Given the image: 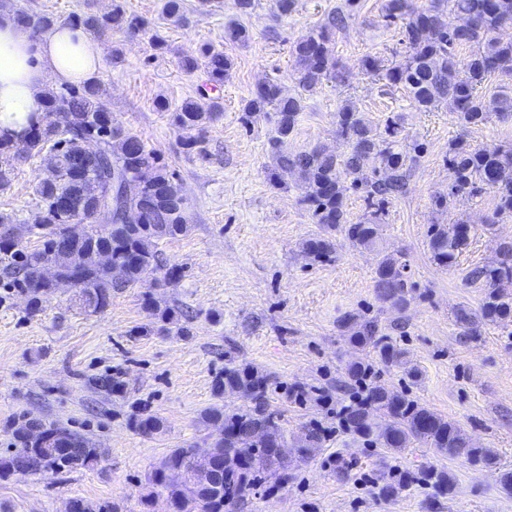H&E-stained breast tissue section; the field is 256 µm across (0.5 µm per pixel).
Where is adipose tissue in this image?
<instances>
[{
  "mask_svg": "<svg viewBox=\"0 0 512 512\" xmlns=\"http://www.w3.org/2000/svg\"><path fill=\"white\" fill-rule=\"evenodd\" d=\"M103 62L101 43L83 27L59 25L33 38L15 15L0 9V137L19 143L47 82L77 84L96 79Z\"/></svg>",
  "mask_w": 512,
  "mask_h": 512,
  "instance_id": "ef3b65f1",
  "label": "adipose tissue"
}]
</instances>
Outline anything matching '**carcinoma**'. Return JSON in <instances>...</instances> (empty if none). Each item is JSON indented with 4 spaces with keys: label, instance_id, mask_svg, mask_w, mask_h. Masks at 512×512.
Returning a JSON list of instances; mask_svg holds the SVG:
<instances>
[{
    "label": "carcinoma",
    "instance_id": "cac0c4a2",
    "mask_svg": "<svg viewBox=\"0 0 512 512\" xmlns=\"http://www.w3.org/2000/svg\"><path fill=\"white\" fill-rule=\"evenodd\" d=\"M358 0L330 11L304 37L294 42L291 54L298 63L297 80L303 90L314 91L325 80L344 79L343 66L332 54L331 43L336 32L347 29L352 22ZM456 13L464 25L448 28L447 11ZM166 17L183 23L184 0H165ZM386 17L404 21V60L387 65L377 56L368 55L362 65L384 85L403 86L421 110L448 104L466 125L485 124L491 115L512 118V92L503 89L486 96L482 84L495 73L512 75V40L497 36L499 29L512 24V0H429L419 8L414 0H387ZM17 18L30 35L50 31L58 18L51 13L31 14L24 7L17 9ZM73 24L103 34L107 31L139 33L150 31L149 22L115 4L106 14L69 17ZM471 49L461 56L458 49ZM181 68L191 73L202 68L207 73L209 89L224 86L233 61L214 45H201L196 57H184ZM48 123L30 129L27 153L43 152L49 156L48 176L39 179L33 188L38 200L35 223L43 248L27 253L18 248L10 232L15 218L0 214V269L8 287L27 298L30 313L42 309L43 301L52 294V285L42 278L38 264L53 255L55 238L70 241V255H54L57 276L73 280L84 309L98 312L108 306L112 294L141 282L145 269L153 266L163 272V279L180 276L176 268H168L160 259L159 242L176 238L189 231V206L178 175L169 170L161 156L147 147L136 134L112 126V115L101 102L97 82L49 91L39 102ZM273 110L274 133L267 145L273 165L270 180L283 182L288 175L298 178L302 190L299 204L311 215L313 223L322 226V233L303 244V252L315 259H328L335 251L332 235L336 231L355 247L370 248L379 239V230L392 201L406 191L412 153L417 145L403 148L400 136L401 119L387 118L384 132L378 133L355 105L348 103L336 112V131L348 145L344 155L321 146L297 151L289 143L304 99L285 96L275 80L257 85L242 107V121L248 125L255 117ZM224 107L218 98L201 91L186 99L171 113L174 127L183 134V144L190 150L203 152L207 129L219 120ZM14 147L0 141V191L10 188L15 171ZM448 165L453 182L447 198L474 196L492 192L496 198L493 218L512 220V148L487 151L472 147L462 140L448 145ZM136 181L142 196L151 204L134 224H115L112 234L102 237L90 227L95 220L96 204L112 198V215L122 208L115 195L116 182L124 177ZM351 180V188L361 189L372 208L371 218L350 222L344 204L342 177ZM470 229L465 224H435L429 231V249L435 263L448 269L457 265L459 255L467 248ZM112 254V263L99 261L100 253ZM121 269L117 280L113 268ZM467 280L485 288L480 310L460 307L454 314L462 335L474 337L488 321L512 319V295L504 288L512 286V239L503 240L496 257L467 273ZM412 285L407 264L392 255L383 256L375 278L378 300L394 308L409 302ZM151 317L177 329L183 312L164 309L151 298L145 299ZM342 327L349 333V342L358 347L378 351L386 363L402 361L401 352L386 343L375 321L355 315L346 317ZM90 384L106 393L118 391L122 381L118 374L95 377ZM269 377L248 365L224 368L216 376L214 390L241 395L243 409L224 413L211 407L205 413L207 422L222 428L221 437L200 448L196 444L175 448L150 474L153 485L166 493L169 512H234L263 483L286 480L287 444L277 412L268 402ZM384 422H378V418ZM345 428L352 434L373 439L388 451H399L415 442L429 445L439 453L465 457L486 467L495 464L496 454L490 448L472 445L462 429L431 409L407 399L382 385L367 388L366 395L342 411ZM144 435L161 429L156 416L143 409L134 419ZM16 448L0 456V482L26 475L20 453H25L35 472L58 475L97 463L99 449L63 429L33 420L23 421L14 433ZM324 433L309 428L304 433L300 452L308 454L321 447ZM72 512H120L115 503H93L82 498L71 499Z\"/></svg>",
    "mask_w": 512,
    "mask_h": 512
}]
</instances>
